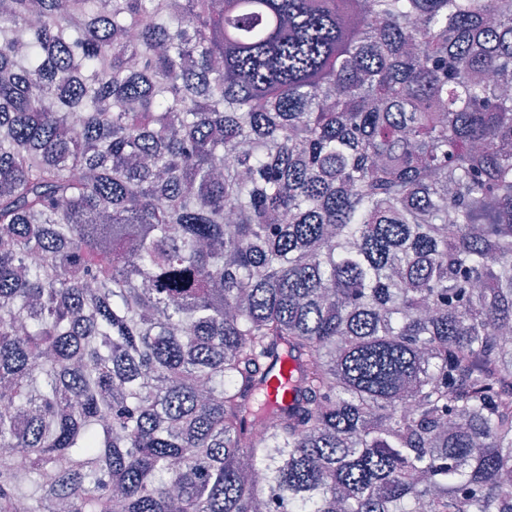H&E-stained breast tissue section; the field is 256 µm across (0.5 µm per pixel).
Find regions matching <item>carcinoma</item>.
Masks as SVG:
<instances>
[{
    "instance_id": "carcinoma-1",
    "label": "carcinoma",
    "mask_w": 512,
    "mask_h": 512,
    "mask_svg": "<svg viewBox=\"0 0 512 512\" xmlns=\"http://www.w3.org/2000/svg\"><path fill=\"white\" fill-rule=\"evenodd\" d=\"M511 86L512 0H0V512H512Z\"/></svg>"
}]
</instances>
